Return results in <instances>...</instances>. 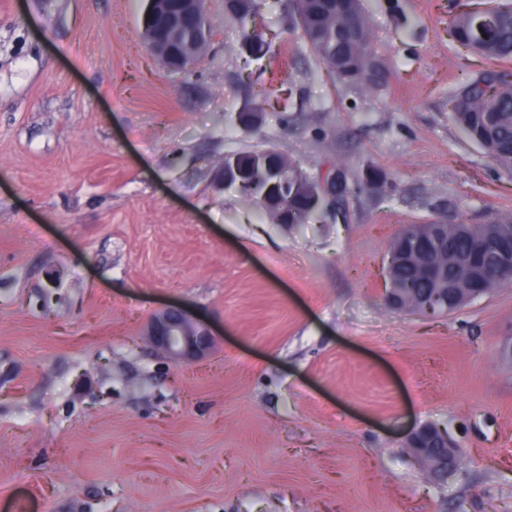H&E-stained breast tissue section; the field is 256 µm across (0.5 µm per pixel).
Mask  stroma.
Returning <instances> with one entry per match:
<instances>
[{
	"mask_svg": "<svg viewBox=\"0 0 512 512\" xmlns=\"http://www.w3.org/2000/svg\"><path fill=\"white\" fill-rule=\"evenodd\" d=\"M487 0H361L387 71L332 80L292 0H224L171 74L145 0H0V512H512V282L440 316L389 309L403 225L512 214V173L452 119L488 66L448 32ZM386 177L345 216L277 224L224 189L225 155ZM177 305L204 359L142 339ZM446 430L437 481L404 446Z\"/></svg>",
	"mask_w": 512,
	"mask_h": 512,
	"instance_id": "35a3bbf8",
	"label": "stroma"
}]
</instances>
